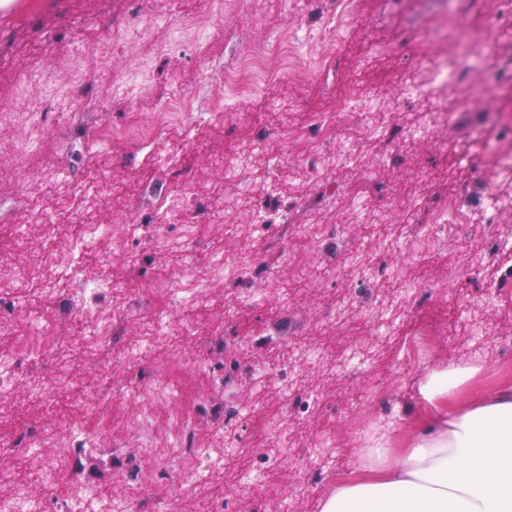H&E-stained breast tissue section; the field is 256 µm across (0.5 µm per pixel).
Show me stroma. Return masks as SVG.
Listing matches in <instances>:
<instances>
[{"instance_id": "obj_1", "label": "stroma", "mask_w": 512, "mask_h": 512, "mask_svg": "<svg viewBox=\"0 0 512 512\" xmlns=\"http://www.w3.org/2000/svg\"><path fill=\"white\" fill-rule=\"evenodd\" d=\"M208 0H13L0 9V113L48 112L52 118L36 133L0 128V251L12 258L0 265V287L12 270L31 267L41 274L42 293L31 300L33 318L58 325L69 347L65 359L44 355L35 373L51 386L59 368L71 377L69 389L56 403L33 394L21 377L0 396V436L22 432L35 423L66 439L69 428L86 425L87 407L98 385L97 364L111 359L112 349L89 348L91 325L86 318L63 317V301L80 283L105 279L112 285L139 288L158 272L191 264L208 265L223 255L245 279L218 282L201 300L171 304L162 298L149 309L166 317L172 329L193 328L184 337L185 356H195L201 337L224 330V343L235 353V376L224 386V404L244 407L247 416L224 435L228 453L224 477L210 479L194 459L181 458L180 471L197 476L198 493L182 500V512H206V492L222 494L236 512H318L319 498L336 477L344 475L361 448L366 423L356 409L377 389H385L383 417L400 421L413 396L417 377L446 360H478L484 380L512 383V303L493 304L489 283L512 275V206L487 225L480 205L470 210L463 236L449 239L423 256L409 254L404 243L415 231V202L436 204L449 193L482 179L497 195L512 199V174L490 164L482 142L512 155V131L488 127L472 140L457 139L454 130L434 128L421 139L410 128L425 122L431 97L405 98L401 69L438 54L445 41L434 35V0H361L358 20L339 31V51L324 60L316 44L332 25L327 0H223L219 29H202L198 16ZM120 22L123 39L112 50L108 67L97 70L87 95L65 103L44 83L57 55H79L92 47L101 27ZM430 32L427 40L414 39ZM289 33L294 43L291 77L260 84L246 98L224 95V115L210 114L212 88L205 73L235 69L248 56L266 48L274 34ZM379 89L382 111L392 113L403 135L394 141L365 142L361 171L343 162L312 171L302 160L313 147L289 143L280 156L251 153L242 173L215 166L218 157H233L258 131L274 133L303 124L308 113L335 109L353 97V76ZM485 77L470 74L454 88L450 100L461 105L468 123L483 113L512 114V95L488 88L472 96ZM192 98L197 122L193 142H185L180 126L164 128L146 149L133 142L92 139L102 124L122 126L150 121L165 102ZM102 174L111 183L85 202L83 184ZM334 185V199L322 197ZM186 188L192 204L180 224L171 225L172 244L162 250L148 237L127 244L107 238L85 241L76 212L88 211L93 223L121 224L135 215L162 214L172 207L174 192ZM372 196L383 217L360 215L354 199ZM223 201L227 211L222 232L193 242L181 224L200 221V205ZM271 200L306 201L316 223L337 228L335 242L299 240L291 224H257L253 206ZM50 218L27 224L29 208ZM85 241L69 266L52 264V247ZM299 244L307 270L295 279L288 248ZM400 271L402 279L392 278ZM445 282L447 300L411 299L405 284ZM259 292L251 302L248 291ZM424 336L425 349L406 360L404 345ZM157 378L179 383L171 353L146 346L135 359L113 361L108 385L114 397L112 415L127 439L124 451L134 454L140 435L141 410L123 399L124 391ZM317 398L309 416L289 415L291 455L268 456L269 438L261 423L283 412L286 391ZM269 466L257 470L259 459ZM41 470L12 451H0V488L39 496L34 481Z\"/></svg>"}]
</instances>
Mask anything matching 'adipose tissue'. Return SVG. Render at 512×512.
I'll list each match as a JSON object with an SVG mask.
<instances>
[{
	"label": "adipose tissue",
	"instance_id": "adipose-tissue-1",
	"mask_svg": "<svg viewBox=\"0 0 512 512\" xmlns=\"http://www.w3.org/2000/svg\"><path fill=\"white\" fill-rule=\"evenodd\" d=\"M482 378L472 362L428 368L407 432L372 425L319 512H512V384Z\"/></svg>",
	"mask_w": 512,
	"mask_h": 512
}]
</instances>
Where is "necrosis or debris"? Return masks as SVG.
I'll return each mask as SVG.
<instances>
[{
    "label": "necrosis or debris",
    "instance_id": "4bbe7bcc",
    "mask_svg": "<svg viewBox=\"0 0 512 512\" xmlns=\"http://www.w3.org/2000/svg\"><path fill=\"white\" fill-rule=\"evenodd\" d=\"M512 20V0H499L496 16L483 25H464L467 37L464 53L451 54L435 61H423L405 68L401 75L403 90L410 95L424 89L418 76L419 69H427L434 92H444L448 87L460 83L470 72L481 70L489 75H498L503 66L494 60L491 47L497 31L505 22ZM124 30L118 24H106L100 31L96 43L77 62L59 57L55 60L58 77L65 83L66 100L81 98L90 82L91 75L105 68L111 61L112 48L118 44ZM293 47L287 37L273 40L268 52L261 57L244 60L239 70L226 76H210L214 89L211 110L222 113L224 110V86L232 84L239 95H247L252 74H260L266 81L278 80L282 73V62L292 54ZM195 122L190 101L163 105L156 112L151 124L139 127L100 126L94 133L96 140L104 142L112 138L133 136L141 144L150 145L164 127L178 123L191 128ZM393 127L390 116L376 110V99L371 92H364L350 102L337 106L330 112L313 113L308 123L302 127L281 133L277 138L259 135L258 145L273 144L285 148L289 142L298 139L331 137L335 131L348 128L354 131L357 141L380 140L389 136ZM482 199L487 218H494L501 206L495 194L480 186L466 187L450 194L447 202L430 205L419 203L415 206L420 229L407 242V249L413 254L433 250L448 239L461 234L468 222L470 205L474 199ZM228 265L217 257L207 266L194 269L191 273L170 271L154 282L140 289L114 288L104 290L96 282L82 283L77 290V300L71 306L74 314H90L89 300L103 293H110L111 300L97 314H92L91 341L100 346L122 349L125 356L136 355V346L123 344L121 330L131 322H138L140 334L138 344H162L170 351H177L178 341L173 336L166 321L142 312L135 304L136 297H150L157 293L169 295L173 301L185 303L205 294L211 285L223 279ZM38 280L36 271L16 269L13 272L10 288L0 290V335L14 339V347L8 354L0 356V394L10 390L18 376L23 375L31 364L51 352L64 353L67 345L59 328L32 324L26 334H18V321L21 312L14 301L17 289H30ZM220 331H213L200 345L192 362L180 363L182 374L190 376L205 371L210 375L214 394L209 398H189L184 393L167 384H145L136 392L146 409L142 416L143 430L139 438L137 454L128 456L123 452L124 444L112 421L111 402L100 400L90 411L91 421L86 427L74 432L64 444H57L52 432L47 428L37 429L35 435L15 440V451L31 456L45 470L49 481H63L69 484L70 498L56 501L55 512H73L76 501L89 497L92 485L82 476V462L87 458L105 459L121 467L124 481L113 501V512H126V505L144 488H152L151 495L156 512H166L173 495V487L166 481V474L173 461L181 455L193 457L199 470L220 472L224 469V439L215 435L208 442L197 435V418L211 415L217 426H234L241 417L239 409L225 407L224 366L214 363L217 349L223 348ZM168 405L169 411L163 424H156L154 405Z\"/></svg>",
    "mask_w": 512,
    "mask_h": 512
}]
</instances>
